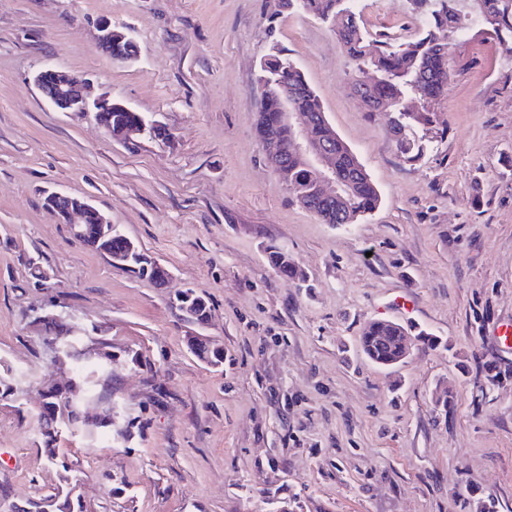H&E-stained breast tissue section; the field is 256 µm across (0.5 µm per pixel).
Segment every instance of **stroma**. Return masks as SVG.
<instances>
[{
  "label": "stroma",
  "mask_w": 512,
  "mask_h": 512,
  "mask_svg": "<svg viewBox=\"0 0 512 512\" xmlns=\"http://www.w3.org/2000/svg\"><path fill=\"white\" fill-rule=\"evenodd\" d=\"M354 10L374 40L425 25L409 0ZM105 20L135 60L101 50ZM274 42L379 189L360 223H322L266 160L258 78ZM49 67L162 137L123 144L93 113L57 109L34 83ZM354 71L327 24L279 0H0V374L25 378L18 404L0 402V495L20 503L62 482L41 452L40 393L72 368L33 321L53 304L119 358L110 399L89 397L84 415L115 401L134 420L124 438H57L85 512H512V348L496 335L512 322V63L494 36L458 43L430 105L437 136L413 164L368 116ZM50 191L88 199L168 280L74 237ZM269 243L309 287L269 265ZM187 287L211 307L205 328L173 305ZM377 319L414 336L395 368L360 349ZM196 333L221 365L189 351Z\"/></svg>",
  "instance_id": "35a3bbf8"
}]
</instances>
